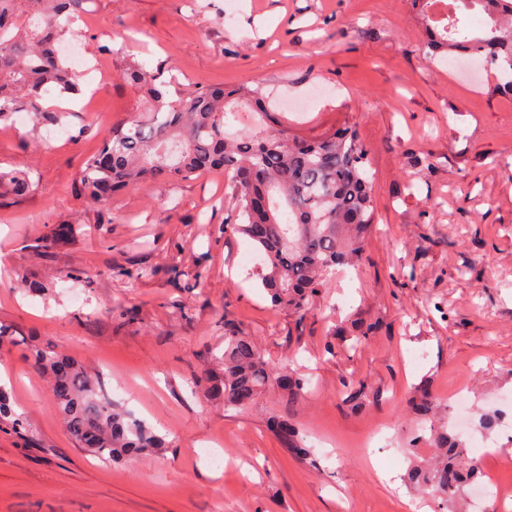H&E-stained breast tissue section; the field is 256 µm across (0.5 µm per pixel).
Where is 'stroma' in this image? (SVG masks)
Masks as SVG:
<instances>
[{
    "instance_id": "1",
    "label": "stroma",
    "mask_w": 512,
    "mask_h": 512,
    "mask_svg": "<svg viewBox=\"0 0 512 512\" xmlns=\"http://www.w3.org/2000/svg\"><path fill=\"white\" fill-rule=\"evenodd\" d=\"M77 46L90 70L63 123L31 136L0 124V386L29 423L0 430V512H468L409 485L410 402L453 420L462 392L474 447L512 454V96L498 71L463 82L429 58L413 0H85ZM142 67L199 85L262 82L294 136L356 125L369 149L376 220L364 257L337 267L305 315L274 309L242 254L233 185L209 170L149 182L108 207L75 188L112 129L147 111L124 78ZM322 95L309 99L314 85ZM309 99L302 112L283 101ZM67 224V238L50 240ZM471 277H460L461 269ZM81 272L72 280V272ZM373 324L366 338L360 326ZM305 379L233 409L208 392L224 327ZM100 372L115 408L163 436L156 453L104 463L78 448L32 345ZM497 418L492 429L483 417ZM288 420L301 456L269 428ZM31 183L26 176L17 171H1L0 170V190L5 193L22 195L28 192Z\"/></svg>"
}]
</instances>
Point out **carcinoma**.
I'll return each mask as SVG.
<instances>
[{
	"label": "carcinoma",
	"instance_id": "carcinoma-1",
	"mask_svg": "<svg viewBox=\"0 0 512 512\" xmlns=\"http://www.w3.org/2000/svg\"><path fill=\"white\" fill-rule=\"evenodd\" d=\"M86 0H0V123L17 111L35 119L50 114L46 96L75 92L79 77L67 59L48 45L64 41L71 29V9ZM481 6L487 30L472 38L471 50L486 56L487 65L512 74V0H460ZM145 91L149 111L112 131L101 148L87 157L78 189L94 206L104 207L112 194L147 180L167 183L190 180L220 169L235 187L234 233L247 237L264 256L262 286L277 309L307 311L336 267L362 258L364 237L375 221V199L368 175L369 151L352 126L319 141L291 137L279 126L258 135L244 129L224 135L232 99L265 111L261 85L227 89L204 85L187 95L167 98L157 76L145 69L129 73ZM31 183L17 171L0 170V190L22 195ZM35 367L51 374L52 393L67 433L102 462L146 454L164 445L152 428L131 419L101 398L91 374L46 345L31 349ZM222 372L210 377L212 392L231 407H246L269 388L293 396L304 380L273 367L264 352L239 330L224 325ZM0 425L21 433L25 417L9 404L0 388ZM273 430L297 450L303 445L284 419ZM426 442L434 456L427 467L412 465L409 479L426 485L443 499L473 482L478 472L459 461L458 440L436 422Z\"/></svg>",
	"mask_w": 512,
	"mask_h": 512
}]
</instances>
